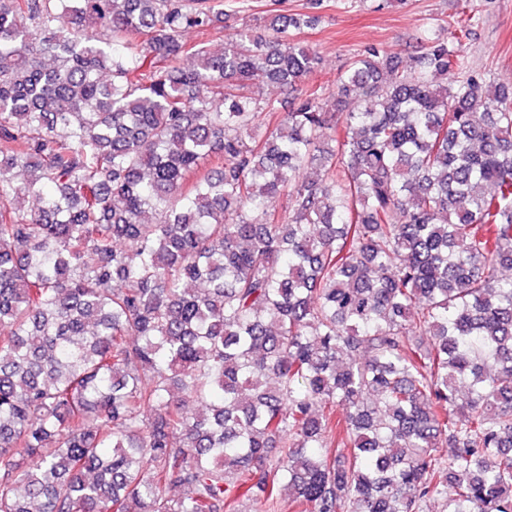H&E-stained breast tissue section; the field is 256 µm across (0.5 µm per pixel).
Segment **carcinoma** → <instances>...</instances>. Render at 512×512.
Wrapping results in <instances>:
<instances>
[{"label":"carcinoma","mask_w":512,"mask_h":512,"mask_svg":"<svg viewBox=\"0 0 512 512\" xmlns=\"http://www.w3.org/2000/svg\"><path fill=\"white\" fill-rule=\"evenodd\" d=\"M222 6L0 0V512H512V86L474 17L280 112L244 89H296L319 17L186 38Z\"/></svg>","instance_id":"cac0c4a2"}]
</instances>
